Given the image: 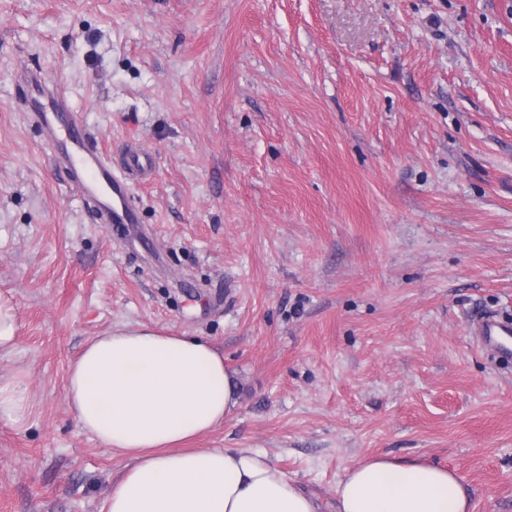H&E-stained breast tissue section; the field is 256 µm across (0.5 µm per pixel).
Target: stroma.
I'll return each instance as SVG.
<instances>
[{"instance_id":"1","label":"stroma","mask_w":512,"mask_h":512,"mask_svg":"<svg viewBox=\"0 0 512 512\" xmlns=\"http://www.w3.org/2000/svg\"><path fill=\"white\" fill-rule=\"evenodd\" d=\"M38 68L116 156L139 223H96L18 107ZM0 512H102L126 460L77 425L70 364L145 325L209 338L256 448L335 512L365 456L422 458L512 512V0H0ZM16 323L14 306L9 300H0V345L12 341ZM475 335L483 348L501 355H512L511 323L502 322L495 315H488L476 323ZM28 411V400L20 383L0 379V413L22 420Z\"/></svg>"}]
</instances>
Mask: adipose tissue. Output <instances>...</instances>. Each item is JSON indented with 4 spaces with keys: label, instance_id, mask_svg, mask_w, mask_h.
Returning <instances> with one entry per match:
<instances>
[{
    "label": "adipose tissue",
    "instance_id": "ef3b65f1",
    "mask_svg": "<svg viewBox=\"0 0 512 512\" xmlns=\"http://www.w3.org/2000/svg\"><path fill=\"white\" fill-rule=\"evenodd\" d=\"M66 397L81 430L128 463L106 512H318L252 448H188L237 405L224 355L207 339L139 326L96 337L71 365ZM462 478L417 459L365 457L336 486V512H469Z\"/></svg>",
    "mask_w": 512,
    "mask_h": 512
}]
</instances>
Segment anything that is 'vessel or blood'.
I'll use <instances>...</instances> for the list:
<instances>
[{
  "instance_id": "b4317fda",
  "label": "vessel or blood",
  "mask_w": 512,
  "mask_h": 512,
  "mask_svg": "<svg viewBox=\"0 0 512 512\" xmlns=\"http://www.w3.org/2000/svg\"><path fill=\"white\" fill-rule=\"evenodd\" d=\"M21 89L19 106L39 124L52 157L63 164L79 193L91 203L94 217L102 224L138 223L131 202V184L153 167L152 156L138 145H129L122 164L102 153L86 127L70 122L69 100L43 72L23 69L16 75ZM480 345L501 355L512 354V325L496 316L481 318L475 325Z\"/></svg>"
}]
</instances>
